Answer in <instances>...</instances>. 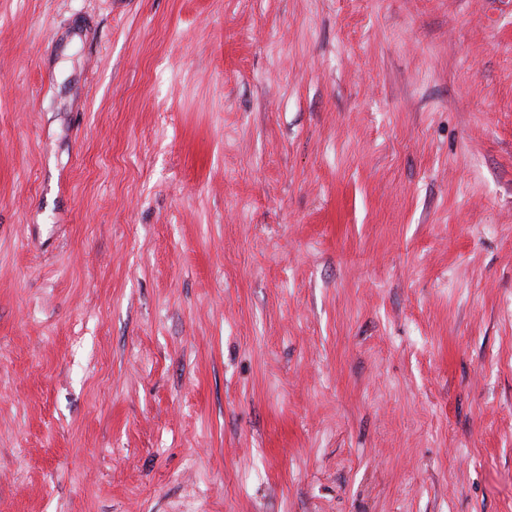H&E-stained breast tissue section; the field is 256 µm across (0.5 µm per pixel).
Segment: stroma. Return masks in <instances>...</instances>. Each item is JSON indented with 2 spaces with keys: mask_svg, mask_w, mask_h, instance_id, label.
Instances as JSON below:
<instances>
[{
  "mask_svg": "<svg viewBox=\"0 0 512 512\" xmlns=\"http://www.w3.org/2000/svg\"><path fill=\"white\" fill-rule=\"evenodd\" d=\"M0 512H512V0H0Z\"/></svg>",
  "mask_w": 512,
  "mask_h": 512,
  "instance_id": "obj_1",
  "label": "stroma"
}]
</instances>
